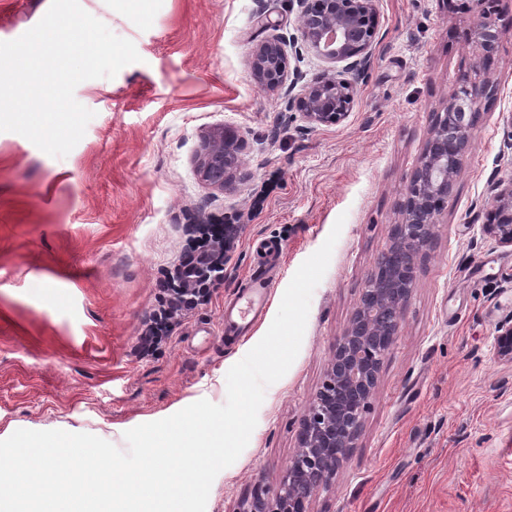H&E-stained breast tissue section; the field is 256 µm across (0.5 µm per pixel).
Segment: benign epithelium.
Returning <instances> with one entry per match:
<instances>
[{"mask_svg": "<svg viewBox=\"0 0 512 512\" xmlns=\"http://www.w3.org/2000/svg\"><path fill=\"white\" fill-rule=\"evenodd\" d=\"M297 34L266 39L252 49L251 76L269 92L288 91V105L312 128L343 123L349 116L360 76L371 66L379 42L376 0H295ZM494 0H472L479 21L473 39L482 60L493 58L501 34L491 19ZM312 50L330 69L312 80L299 97L301 81L290 56ZM490 90L486 81L464 75L435 113L418 165L398 204L399 221L390 243L374 261L349 324L337 340L321 386L310 399L298 446L279 487L255 486L235 512H309L315 492L328 484L359 438L363 414L377 389L381 364L399 333L402 309L418 279L434 237L438 216L454 189L479 107ZM246 142L236 130L207 131L196 171L211 189L231 190L244 179ZM491 216L484 232L512 247V179L489 184ZM500 360L512 364V317L496 326Z\"/></svg>", "mask_w": 512, "mask_h": 512, "instance_id": "1", "label": "benign epithelium"}]
</instances>
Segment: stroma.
Masks as SVG:
<instances>
[{
    "mask_svg": "<svg viewBox=\"0 0 512 512\" xmlns=\"http://www.w3.org/2000/svg\"><path fill=\"white\" fill-rule=\"evenodd\" d=\"M51 0H0V41L20 37ZM140 62L81 82L95 116L63 158L0 132V440L16 430L124 434L201 399L223 404L226 374L264 336L296 270L345 223L315 288L300 351L270 385L237 461L206 512H233L255 483L276 490L297 431L373 260L435 112L461 74L494 86L445 203L429 254L384 358L361 434L310 512H512V364L494 351L512 315V248L482 232L490 179L512 178V0L503 36L478 62L470 0H377L380 41L340 125L308 128L288 96L250 75L254 45L294 34L291 0H146L138 19L114 0H80ZM272 20L261 27L258 16ZM246 141L236 191L196 172L202 135ZM238 226L224 282L141 345L161 285L196 224ZM274 288L262 320L224 331V305L250 276Z\"/></svg>",
    "mask_w": 512,
    "mask_h": 512,
    "instance_id": "obj_1",
    "label": "stroma"
}]
</instances>
